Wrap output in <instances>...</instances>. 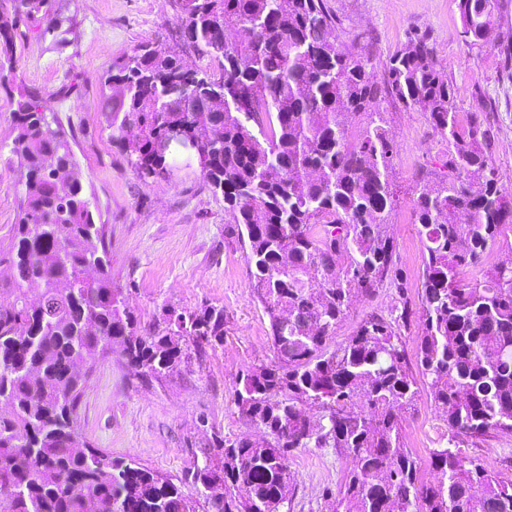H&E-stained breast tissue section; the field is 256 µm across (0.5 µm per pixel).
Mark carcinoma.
<instances>
[{
  "instance_id": "cac0c4a2",
  "label": "carcinoma",
  "mask_w": 512,
  "mask_h": 512,
  "mask_svg": "<svg viewBox=\"0 0 512 512\" xmlns=\"http://www.w3.org/2000/svg\"><path fill=\"white\" fill-rule=\"evenodd\" d=\"M476 46L498 0H458ZM72 29L52 0H0V73L13 68L20 23ZM182 38L217 69L189 72L175 50L141 43L100 77L111 139L143 178L174 165L153 140L178 126L238 228L249 288L268 317L273 365L239 372L233 404L267 432L264 442L216 435L183 481L214 512H280L288 456L332 448L353 468L335 512H512V476L462 452L475 438L512 437V193L492 164L482 112H457L433 42L415 34L377 75L360 41L340 40L325 0H181ZM224 81L214 91L216 77ZM426 113L452 147L446 172L414 201L422 244L418 372L448 426L430 452L434 477L403 442L401 416L418 394L396 317L371 316L343 344L330 339L351 296L401 273L392 224L396 144L380 104ZM12 154L25 171L17 224L0 242V512H195L171 479L87 441L79 406L86 374L120 345L138 375L162 379L191 355L224 343V308H163L137 331L112 282L109 227L94 221L77 162L56 114L23 96ZM359 123L356 137L349 136ZM321 410L309 427L305 407ZM221 467L208 465L211 455Z\"/></svg>"
}]
</instances>
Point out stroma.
Returning <instances> with one entry per match:
<instances>
[{
    "label": "stroma",
    "mask_w": 512,
    "mask_h": 512,
    "mask_svg": "<svg viewBox=\"0 0 512 512\" xmlns=\"http://www.w3.org/2000/svg\"><path fill=\"white\" fill-rule=\"evenodd\" d=\"M327 4L341 20L342 39L367 44L379 74L409 36L427 34L456 90L458 111H485L494 135L493 163L504 187H512V59L503 51L512 38V0H498L500 25L479 47L466 45L461 37L458 0ZM53 6L72 18L70 32L49 30L43 21L21 26L18 62L0 80V238L17 223L25 192V175L11 153L12 112L19 97L29 94L63 124L94 219L112 229V280L124 288L139 329L160 320L169 305L194 309L210 304L224 310V342L203 359H188L169 377L146 381L120 350H113L91 368L81 404V426L95 447L181 481L184 495L195 501V512H213L181 477L213 434L257 438L233 397L240 370L276 360L269 321L248 286L237 227L224 213L223 197L211 191L195 165L178 166L166 180L139 178L112 143L99 81L115 59L148 41L173 48L193 66L203 61L178 39L177 0H54ZM381 108L397 145L391 232L402 286L353 297L332 340L336 346L369 315L416 310L421 303L423 261L413 200L420 191V172L440 170L448 145L423 113L390 100L382 101ZM402 434L417 438L421 476L432 479L429 454L446 446L448 428L427 383H420L403 415ZM463 451L490 472L512 474V437L471 443ZM288 466L290 503L282 512H332L326 493L343 486L352 462L331 448H299Z\"/></svg>",
    "instance_id": "35a3bbf8"
}]
</instances>
